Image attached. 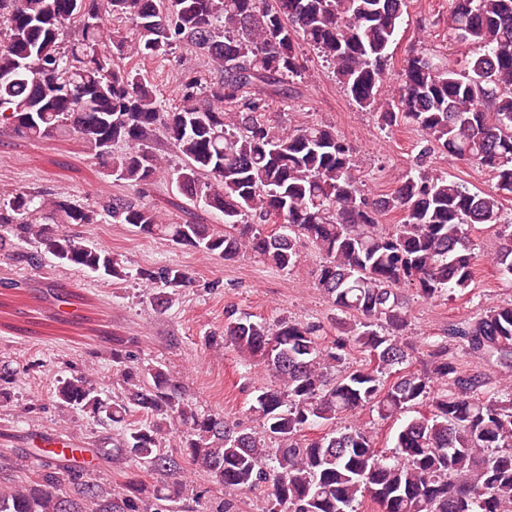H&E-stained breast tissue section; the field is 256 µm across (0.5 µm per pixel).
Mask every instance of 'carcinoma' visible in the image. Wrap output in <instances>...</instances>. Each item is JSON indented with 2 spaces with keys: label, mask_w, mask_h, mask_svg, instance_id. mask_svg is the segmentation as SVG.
<instances>
[{
  "label": "carcinoma",
  "mask_w": 512,
  "mask_h": 512,
  "mask_svg": "<svg viewBox=\"0 0 512 512\" xmlns=\"http://www.w3.org/2000/svg\"><path fill=\"white\" fill-rule=\"evenodd\" d=\"M406 0H0V128L29 141L67 137L132 186L164 180L218 216L217 224L169 222L140 198L114 195L95 205L17 190L0 202V255L34 257L33 243L60 266L113 281L128 266L104 247L63 229L106 218L145 236L217 254H253L280 270L303 262L299 244L322 256L317 287L335 310L339 334L317 321L283 316L252 321L229 307L224 335L246 370L271 384L251 410L259 430L219 411H199L169 371L132 360L127 341L112 340V366L123 392L102 396L84 372L59 379L56 404L118 431L94 448L41 449L47 459L0 483V512H236L235 503L189 492L183 477L207 473L225 489L260 487L288 512H512V303L448 325L447 338L481 369L461 370L448 344L412 369L403 285L430 301L470 288L479 255L468 229L483 224L499 245L492 261L512 280V224L500 223L512 197V0H449L448 38L477 51L460 69L423 52L407 55L398 86L388 89L389 53ZM133 37L111 36L112 21ZM331 65L336 82L382 128L416 127L423 142L396 189L367 198L352 146L333 128L272 127L267 98L304 68L300 46ZM185 49L211 77L180 80L167 106L151 81L124 69L125 52L159 60ZM163 134L180 166L169 167L151 142ZM439 150L491 176L486 190L431 171ZM398 213L396 224L377 223ZM158 289L160 312L192 283L183 268H140ZM361 363L346 365L351 352ZM16 371L0 367V406L12 402ZM418 405L393 450L372 432L337 420L369 409L381 421ZM323 426L314 438L305 431ZM98 464L143 465L156 483L112 485L92 477Z\"/></svg>",
  "instance_id": "1"
}]
</instances>
